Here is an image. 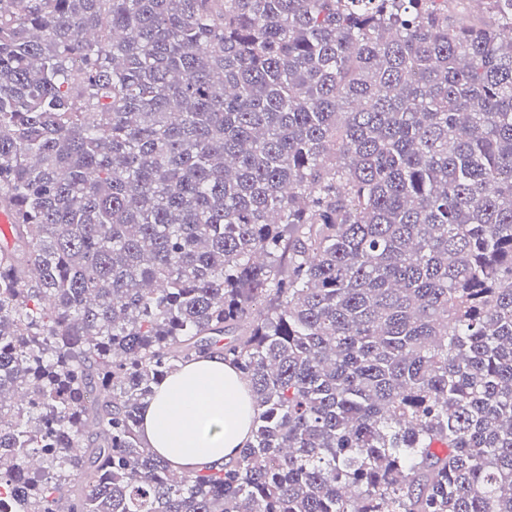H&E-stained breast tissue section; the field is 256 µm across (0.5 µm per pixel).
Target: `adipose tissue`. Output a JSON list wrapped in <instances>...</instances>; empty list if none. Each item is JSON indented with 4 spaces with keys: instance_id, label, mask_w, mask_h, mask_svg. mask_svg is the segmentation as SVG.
Masks as SVG:
<instances>
[{
    "instance_id": "adipose-tissue-1",
    "label": "adipose tissue",
    "mask_w": 512,
    "mask_h": 512,
    "mask_svg": "<svg viewBox=\"0 0 512 512\" xmlns=\"http://www.w3.org/2000/svg\"><path fill=\"white\" fill-rule=\"evenodd\" d=\"M253 403L223 357L184 365L158 388L143 420L151 448L182 472L232 461L250 438Z\"/></svg>"
}]
</instances>
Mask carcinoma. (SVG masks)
<instances>
[{
  "instance_id": "cac0c4a2",
  "label": "carcinoma",
  "mask_w": 512,
  "mask_h": 512,
  "mask_svg": "<svg viewBox=\"0 0 512 512\" xmlns=\"http://www.w3.org/2000/svg\"><path fill=\"white\" fill-rule=\"evenodd\" d=\"M460 2L0 0V512H512V0ZM215 353L251 438L179 476L143 413Z\"/></svg>"
}]
</instances>
